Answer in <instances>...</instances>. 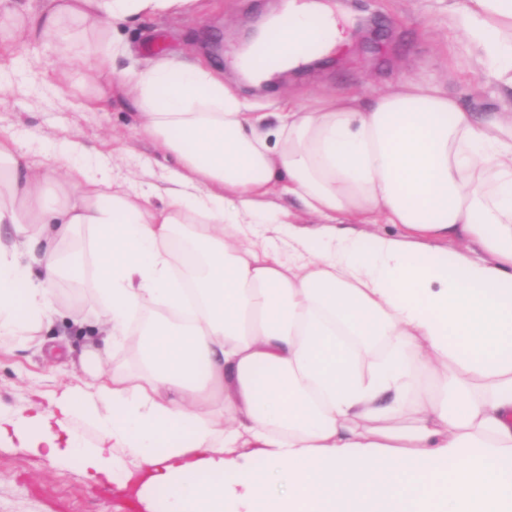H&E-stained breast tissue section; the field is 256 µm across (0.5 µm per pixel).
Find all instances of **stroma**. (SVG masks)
Instances as JSON below:
<instances>
[{
  "label": "stroma",
  "instance_id": "35a3bbf8",
  "mask_svg": "<svg viewBox=\"0 0 512 512\" xmlns=\"http://www.w3.org/2000/svg\"><path fill=\"white\" fill-rule=\"evenodd\" d=\"M344 29L342 48L320 64L280 73L268 87H252L237 67V47L286 0H197L177 17L120 22L113 41L121 67H143L161 55L204 60L253 112H284L289 103L316 108L342 93L370 97L407 78L436 79L464 105L500 104L497 87L468 62L461 32L448 24V0H328ZM25 70L0 95V136L19 140L33 160L43 142L81 143L83 162H105L112 178L130 185L164 186L173 165L137 133L141 122L132 93L101 78L52 41L21 38L0 44V70L17 57ZM61 312L38 341H0V412L51 408L57 387L83 378L81 356L91 339L78 320L92 319V289L58 283ZM146 469L127 461L112 480L94 482L67 463L0 441V512H164V494L138 492Z\"/></svg>",
  "mask_w": 512,
  "mask_h": 512
}]
</instances>
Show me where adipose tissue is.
Masks as SVG:
<instances>
[{"mask_svg":"<svg viewBox=\"0 0 512 512\" xmlns=\"http://www.w3.org/2000/svg\"><path fill=\"white\" fill-rule=\"evenodd\" d=\"M191 2L0 11L1 41L77 38L94 73L133 92L139 135L178 163L166 187L135 190L105 166L70 164L78 142L49 147L39 167L0 140V337L51 323L61 246L79 227L101 302L85 380L60 388L53 410L0 414V438L93 478H112L124 449L148 468L145 489L165 491L166 512H232L229 482L249 512H512V109L473 112L442 83L412 79L268 117L190 61L120 68L105 51L113 23ZM283 14L287 39L270 41L271 16L240 63L271 54L285 71L299 43L342 46L314 0ZM448 19L512 97V0H453ZM274 192L324 225L260 209ZM339 216L406 236L360 237L333 226ZM254 224L272 239L255 240ZM177 239L194 257L184 279ZM131 339L138 371L110 368L111 347ZM77 415L98 446L70 430ZM249 454L267 468L249 469Z\"/></svg>","mask_w":512,"mask_h":512,"instance_id":"ef3b65f1","label":"adipose tissue"}]
</instances>
